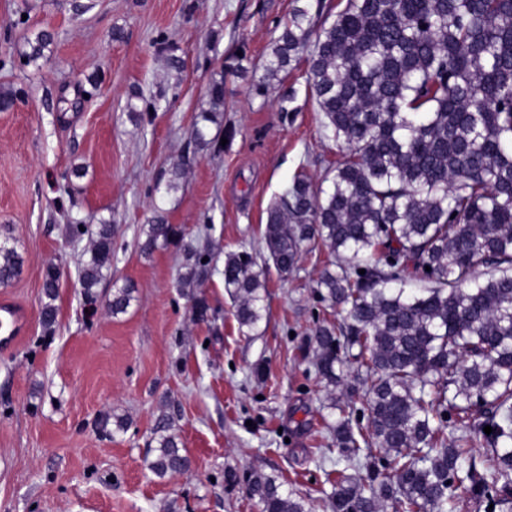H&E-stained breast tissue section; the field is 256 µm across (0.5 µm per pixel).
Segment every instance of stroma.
<instances>
[{
	"mask_svg": "<svg viewBox=\"0 0 512 512\" xmlns=\"http://www.w3.org/2000/svg\"><path fill=\"white\" fill-rule=\"evenodd\" d=\"M294 5L0 0V92L22 93L0 111V243L21 257L0 301L27 317L19 341L0 348V512H260L247 494L255 471L311 512H330L337 415L307 344L334 317L314 293L324 256L303 252L285 277L258 259L266 312L247 336L224 288L225 253L258 247L274 198L300 173L320 185L342 157L324 133L305 60L280 84H258ZM42 32L51 44L27 61ZM216 83L217 112L208 96ZM160 220L180 237L143 254L141 231ZM76 222L112 225V265L92 304L79 283L89 241L72 236ZM189 247L209 254L211 273L183 288ZM51 265L58 313L46 329ZM128 282L135 299L112 315V290ZM106 414L126 430H100ZM162 414L190 465L161 479L149 462ZM58 272L55 267H49L43 280L45 297L49 300L41 310V320L46 328H51L56 320V307L52 303L56 299L58 288Z\"/></svg>",
	"mask_w": 512,
	"mask_h": 512,
	"instance_id": "35a3bbf8",
	"label": "stroma"
}]
</instances>
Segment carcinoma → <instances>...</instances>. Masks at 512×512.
<instances>
[{
	"label": "carcinoma",
	"mask_w": 512,
	"mask_h": 512,
	"mask_svg": "<svg viewBox=\"0 0 512 512\" xmlns=\"http://www.w3.org/2000/svg\"><path fill=\"white\" fill-rule=\"evenodd\" d=\"M296 2L260 85L307 55L324 129L346 154L327 187L300 174L275 198L262 248L283 277L305 244L326 253L315 292L338 319L308 337L316 375L329 408L344 412L349 393L368 412L365 424L342 416L332 428L331 512H382L388 501L395 512H452L461 487L512 509V0H340L334 12L318 3L314 15ZM72 233L89 238L80 285L92 299L112 263V225L74 224ZM142 234L150 254L176 229L160 222ZM204 257L186 250L182 284L206 277ZM255 266L246 250L224 257V288L246 335L264 317L266 279ZM20 271L1 243L0 285ZM57 288L50 267L46 328ZM134 292L115 289L112 314L126 312ZM475 436L490 448L481 465ZM154 440V475L189 467L164 414ZM363 448L365 475H352ZM247 483L262 512H307L271 476Z\"/></svg>",
	"instance_id": "carcinoma-1"
}]
</instances>
